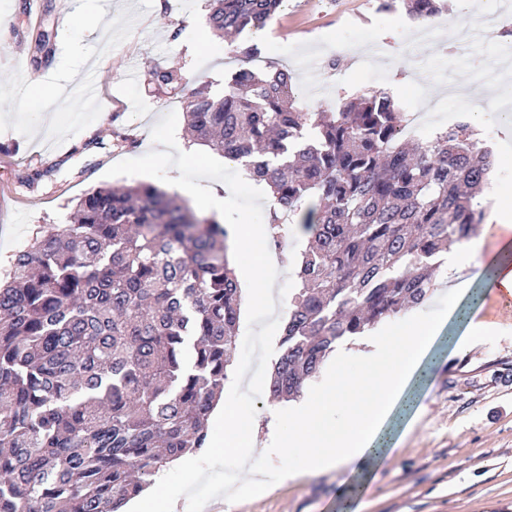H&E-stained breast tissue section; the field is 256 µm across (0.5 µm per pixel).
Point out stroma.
Listing matches in <instances>:
<instances>
[{"label":"stroma","instance_id":"obj_1","mask_svg":"<svg viewBox=\"0 0 512 512\" xmlns=\"http://www.w3.org/2000/svg\"><path fill=\"white\" fill-rule=\"evenodd\" d=\"M66 5L40 0L34 22L23 0H0V245L7 247L0 273L40 227L69 223L88 189L125 184L107 170L151 151L153 125L171 111L184 116L185 101L198 88L221 92L242 68H285L310 110L328 108L344 91L382 89L402 111H428L418 132L425 138L447 127L449 111L458 107L447 97L448 81L463 71L480 85L496 62L489 40L512 27V0H446L426 52L413 57L404 9L380 11L376 0H286L262 42L249 31L229 42L210 37L211 0H91V8L110 12L108 29L94 28L88 17L67 21ZM46 30L54 34V53L38 64L35 39ZM205 35L209 46L198 50ZM252 45L258 52L246 57L243 50ZM156 69L177 71L179 87L156 89ZM31 78L53 95L20 93ZM89 80L99 89L92 107ZM306 246L292 224L281 245L268 247L281 259L273 287L279 320L287 318ZM450 259L441 255L436 286L412 313L339 343L306 394L321 392L338 368L363 367L376 337L403 330L411 317L429 323L447 313L449 283L481 288L464 271L444 276ZM482 313L495 316L497 325L468 347L454 352L447 338L439 339L429 384L414 393L418 420L390 456L308 474L301 455L268 440L261 466L270 493L223 512H512V316L493 315L487 304ZM223 435V426L209 424L206 447L161 470L154 492L189 505L226 497L247 463L221 448ZM292 471L297 479H289Z\"/></svg>","mask_w":512,"mask_h":512}]
</instances>
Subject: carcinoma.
I'll return each instance as SVG.
<instances>
[{"mask_svg":"<svg viewBox=\"0 0 512 512\" xmlns=\"http://www.w3.org/2000/svg\"><path fill=\"white\" fill-rule=\"evenodd\" d=\"M283 0H214L216 36L262 29ZM408 16L442 0H406ZM49 33L35 61L52 55ZM193 143L265 184L274 241L308 244L270 397L290 401L336 344L423 302L443 252L482 223L497 168L471 121L412 149L383 90L295 104L286 70L236 72L186 106ZM230 229L148 182L96 187L0 283V512H121L162 467L208 441L239 328Z\"/></svg>","mask_w":512,"mask_h":512,"instance_id":"1","label":"carcinoma"}]
</instances>
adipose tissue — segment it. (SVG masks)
I'll return each instance as SVG.
<instances>
[{"mask_svg":"<svg viewBox=\"0 0 512 512\" xmlns=\"http://www.w3.org/2000/svg\"><path fill=\"white\" fill-rule=\"evenodd\" d=\"M491 221L480 239L461 244L456 263L464 269L494 266L492 288L512 295V195L490 199ZM444 324L411 326L384 335L378 350L362 370L338 371L329 388L310 397L296 420L282 425L283 448L300 454L312 471L342 468L360 457L382 459L395 445L394 421L413 424L414 390L429 376L430 358ZM223 423V445L250 458V484L261 473L258 442L252 422L231 407L216 409Z\"/></svg>","mask_w":512,"mask_h":512,"instance_id":"adipose-tissue-1","label":"adipose tissue"}]
</instances>
